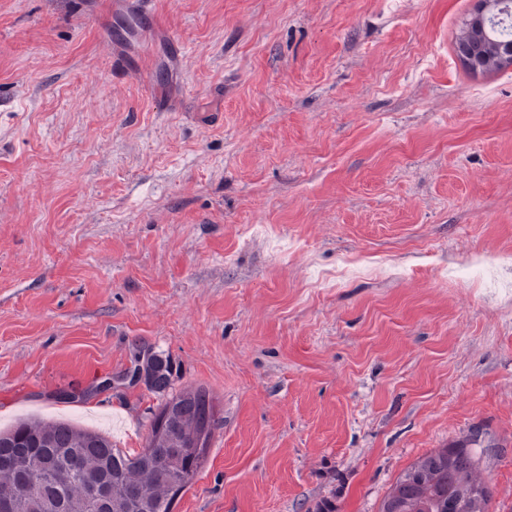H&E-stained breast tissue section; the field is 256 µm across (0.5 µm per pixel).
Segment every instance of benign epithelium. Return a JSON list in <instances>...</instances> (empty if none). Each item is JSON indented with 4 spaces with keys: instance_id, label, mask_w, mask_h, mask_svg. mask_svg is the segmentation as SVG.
Instances as JSON below:
<instances>
[{
    "instance_id": "1",
    "label": "benign epithelium",
    "mask_w": 512,
    "mask_h": 512,
    "mask_svg": "<svg viewBox=\"0 0 512 512\" xmlns=\"http://www.w3.org/2000/svg\"><path fill=\"white\" fill-rule=\"evenodd\" d=\"M483 7L469 23V47L459 51L461 65L470 72L512 66V47L505 48L488 30V19L501 7V0H482Z\"/></svg>"
}]
</instances>
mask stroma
Listing matches in <instances>:
<instances>
[{
  "label": "stroma",
  "instance_id": "stroma-1",
  "mask_svg": "<svg viewBox=\"0 0 512 512\" xmlns=\"http://www.w3.org/2000/svg\"><path fill=\"white\" fill-rule=\"evenodd\" d=\"M0 0V429L134 454L163 395L216 424L173 512H379L440 448L512 512V67L477 0ZM483 7L478 11L469 23V47L459 51L461 65L470 72L497 69L512 66V47L504 48L496 40L512 42L510 39H502L492 36L488 30V19L495 15L501 7L500 0H484ZM152 358L154 361L155 381L152 386H147V389L155 393L166 392L171 385V361L168 357L154 351Z\"/></svg>",
  "mask_w": 512,
  "mask_h": 512
}]
</instances>
